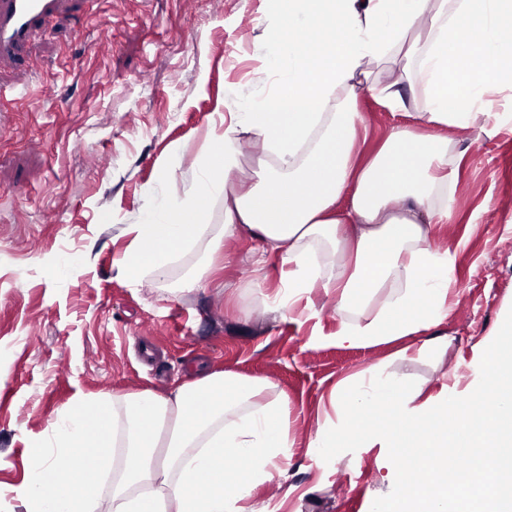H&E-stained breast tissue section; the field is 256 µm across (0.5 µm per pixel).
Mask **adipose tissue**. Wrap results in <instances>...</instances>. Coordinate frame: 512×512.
Here are the masks:
<instances>
[{"mask_svg": "<svg viewBox=\"0 0 512 512\" xmlns=\"http://www.w3.org/2000/svg\"><path fill=\"white\" fill-rule=\"evenodd\" d=\"M264 2L266 93L228 85V122L210 125L183 196H168L161 182L148 188L152 203L119 274L133 285L144 272L165 278L219 198L224 226L209 249L219 253L246 230L262 252L279 254L281 286L268 299L275 312L302 318L298 303L316 290L340 311L382 291L373 317L339 321L337 345L420 333V351L443 348L431 330L457 304L455 266L430 237L454 219L463 163L448 132L512 134L499 100L512 92V0ZM422 24L429 39L413 35ZM390 63L401 75L381 81ZM421 73L420 105L412 88ZM364 88L402 119L368 156ZM247 133L260 149L248 172L237 147ZM319 242L335 262H320ZM275 389L266 378L220 371L170 396L75 397L31 438L29 475L14 493L26 512H270L245 503L285 474L294 445L288 400ZM52 484L58 493H47Z\"/></svg>", "mask_w": 512, "mask_h": 512, "instance_id": "1", "label": "adipose tissue"}]
</instances>
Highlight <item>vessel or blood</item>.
<instances>
[{"label":"vessel or blood","instance_id":"vessel-or-blood-1","mask_svg":"<svg viewBox=\"0 0 512 512\" xmlns=\"http://www.w3.org/2000/svg\"><path fill=\"white\" fill-rule=\"evenodd\" d=\"M78 0H0V60L23 62L31 46Z\"/></svg>","mask_w":512,"mask_h":512}]
</instances>
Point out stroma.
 Segmentation results:
<instances>
[{
	"mask_svg": "<svg viewBox=\"0 0 512 512\" xmlns=\"http://www.w3.org/2000/svg\"><path fill=\"white\" fill-rule=\"evenodd\" d=\"M262 16V0H91L63 15L30 61L0 69V84L33 87L27 99L0 100V124L18 131L0 139V485L24 483L30 438L75 396H165L199 373L230 371L272 380L291 409L287 473L254 501L279 512H371L389 492L387 453H342L323 473L307 448L332 388L377 366L438 393L449 375H471L512 309V135L475 129L448 133L465 159L457 221L435 239L455 254L462 308L439 326L449 342L437 354L400 358L403 338L336 345V302L320 292L310 301L317 318L270 310L262 295L278 287L281 260L256 264L244 231L213 274H199L201 238L175 257L167 282L118 276L131 226L151 204L147 187L162 179L182 194L226 84L247 94L263 86ZM195 275L198 285L183 288ZM256 279L258 294L248 289Z\"/></svg>",
	"mask_w": 512,
	"mask_h": 512,
	"instance_id": "stroma-1",
	"label": "stroma"
}]
</instances>
